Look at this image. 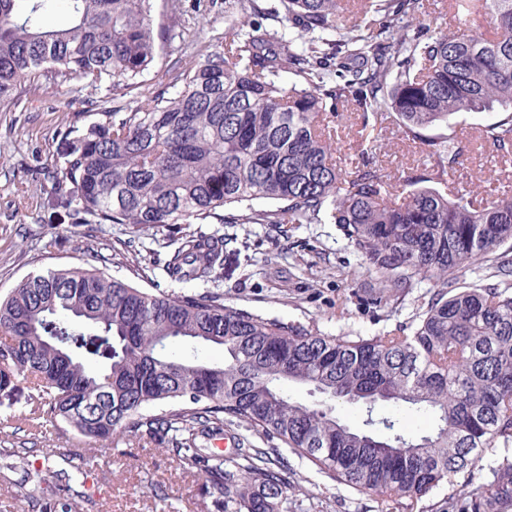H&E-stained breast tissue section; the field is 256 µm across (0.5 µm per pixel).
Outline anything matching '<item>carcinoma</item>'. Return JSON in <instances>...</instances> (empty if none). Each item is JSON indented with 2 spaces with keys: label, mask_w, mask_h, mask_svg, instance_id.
<instances>
[{
  "label": "carcinoma",
  "mask_w": 512,
  "mask_h": 512,
  "mask_svg": "<svg viewBox=\"0 0 512 512\" xmlns=\"http://www.w3.org/2000/svg\"><path fill=\"white\" fill-rule=\"evenodd\" d=\"M156 0H0V112L43 76L76 77L125 97L176 37ZM239 23L213 49L159 84L152 104L120 106L57 133L56 154L35 173L66 192L77 224L164 230L176 281L224 269V238L194 224H335L377 280L366 301L402 302L417 281L416 324L374 336H327L224 304L218 294L134 287L95 268H47L0 297V402L30 384L27 421L50 417L93 443L150 439L193 469L224 512H310L297 498L282 448L244 436L223 457L197 444L224 416L330 480L372 496L378 512H413L443 484L456 488L421 512H512V455L474 487L485 455L512 446V196L478 197L453 180L451 139L429 134L458 113L500 112L481 138L512 155V0H455L456 31L419 20L421 0H224ZM63 11L64 25L47 17ZM283 16L288 32L261 19ZM485 15L491 35L467 18ZM299 81L289 84L283 75ZM391 118L424 149V173L392 183L368 154L347 171L332 144L336 113ZM444 184L442 194L431 184ZM272 199L273 211L251 202ZM239 207L245 212L226 215ZM477 281L465 283L466 272ZM220 347L211 364L168 351ZM320 399L303 404L288 385ZM362 406V427L336 404ZM179 408L150 414L148 406ZM412 418L430 428L407 431ZM98 449L65 460L90 470ZM13 484L32 500L51 472ZM61 512L85 499L65 485Z\"/></svg>",
  "instance_id": "cac0c4a2"
}]
</instances>
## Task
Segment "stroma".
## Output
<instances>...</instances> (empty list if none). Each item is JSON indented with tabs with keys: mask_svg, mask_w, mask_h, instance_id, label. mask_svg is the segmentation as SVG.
I'll use <instances>...</instances> for the list:
<instances>
[{
	"mask_svg": "<svg viewBox=\"0 0 512 512\" xmlns=\"http://www.w3.org/2000/svg\"><path fill=\"white\" fill-rule=\"evenodd\" d=\"M157 11L178 33L156 61L159 73L190 67L211 49L213 35L229 30L224 0H206L193 9L190 0H157ZM107 89L88 90L79 79L44 80L12 112H0V294L24 277L54 266L96 267L144 289L176 295L223 294L228 306L247 308L282 321L316 323L328 336H372L409 329L413 301L426 292L414 284L403 305L376 308L358 291L372 287L361 259L334 224H208L204 230L224 236V271L210 281L176 282L164 267L167 249L154 231H133L125 224L73 223L66 194L35 185L30 171L50 159L56 133L78 118L96 119L111 110ZM492 112L449 117L437 133L454 137L461 155L455 178L487 193L512 188V158L482 141L479 130L495 121ZM376 146V161L387 173L407 180L424 168L421 149L404 143L390 121L362 125L357 113L336 120V161H358L363 149ZM29 390L20 386L12 403L0 405V448L27 449V459L41 466V449L80 448L84 441L62 422L29 427ZM300 496L316 497L328 512H373L371 496L339 485L289 456ZM81 490L109 512H217L194 477L179 467L171 451L154 445L100 451V465Z\"/></svg>",
	"mask_w": 512,
	"mask_h": 512,
	"instance_id": "stroma-1",
	"label": "stroma"
}]
</instances>
